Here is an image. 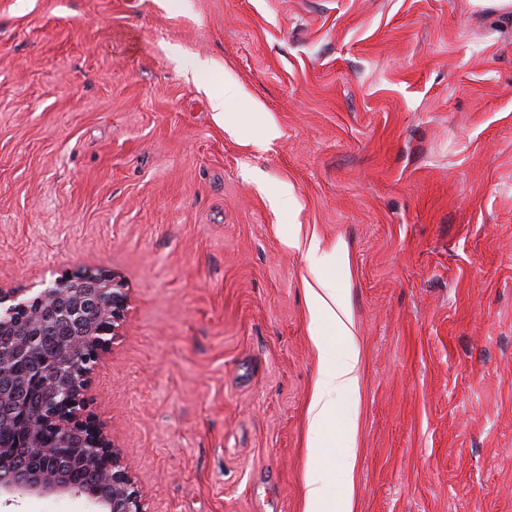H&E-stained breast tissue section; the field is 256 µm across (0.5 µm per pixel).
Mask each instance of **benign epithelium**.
Segmentation results:
<instances>
[{"instance_id":"benign-epithelium-1","label":"benign epithelium","mask_w":512,"mask_h":512,"mask_svg":"<svg viewBox=\"0 0 512 512\" xmlns=\"http://www.w3.org/2000/svg\"><path fill=\"white\" fill-rule=\"evenodd\" d=\"M115 278L59 279L36 295L0 289V497L70 494L105 512H147L146 499L89 410L90 373L123 321ZM89 484L67 477L65 465Z\"/></svg>"}]
</instances>
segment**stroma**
Returning a JSON list of instances; mask_svg holds the SVG:
<instances>
[{"label":"stroma","mask_w":512,"mask_h":512,"mask_svg":"<svg viewBox=\"0 0 512 512\" xmlns=\"http://www.w3.org/2000/svg\"><path fill=\"white\" fill-rule=\"evenodd\" d=\"M296 234L322 240L361 350L325 431L331 498L512 512V16L0 0V289L122 283L90 396L149 512H305L320 361Z\"/></svg>","instance_id":"1"}]
</instances>
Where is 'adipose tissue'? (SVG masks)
Instances as JSON below:
<instances>
[{
  "label": "adipose tissue",
  "instance_id": "adipose-tissue-1",
  "mask_svg": "<svg viewBox=\"0 0 512 512\" xmlns=\"http://www.w3.org/2000/svg\"><path fill=\"white\" fill-rule=\"evenodd\" d=\"M311 340L325 366L316 381L308 410L310 427L315 434L312 442L316 464L305 486L307 512H351L349 502L335 503L329 497L332 471L323 460L322 428L335 410V396L358 391L361 379L360 349L353 321L344 296L335 283L321 275L315 287L309 288ZM340 336L344 342L337 361H330L325 337Z\"/></svg>",
  "mask_w": 512,
  "mask_h": 512
}]
</instances>
